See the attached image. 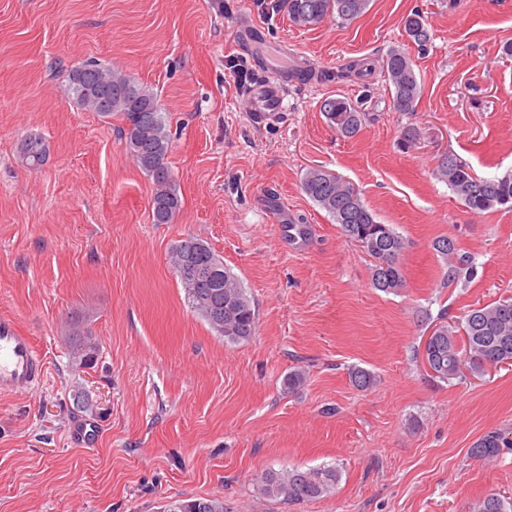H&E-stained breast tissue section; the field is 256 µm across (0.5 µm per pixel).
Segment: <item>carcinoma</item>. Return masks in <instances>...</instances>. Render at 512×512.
I'll return each mask as SVG.
<instances>
[{
  "label": "carcinoma",
  "mask_w": 512,
  "mask_h": 512,
  "mask_svg": "<svg viewBox=\"0 0 512 512\" xmlns=\"http://www.w3.org/2000/svg\"><path fill=\"white\" fill-rule=\"evenodd\" d=\"M369 0H283L291 21L300 26L317 24L336 16L352 21L362 15ZM409 42L418 47L430 41L423 16L411 11L403 19ZM387 84L393 89L392 108L396 112L415 111L421 97L413 62L402 49H391L382 58ZM71 90L77 105L105 117L117 114L125 121L123 137L127 153L135 165L152 180V222L170 224L182 208L176 181L167 165L172 134L156 97L123 71L89 62L70 74ZM320 109L330 124L346 138L362 129L365 114L352 101L329 97ZM23 162L38 169L47 156L46 144L39 136L23 140ZM436 175L474 213L512 204V174L481 177L469 165L448 154L438 160ZM303 192L325 210L339 225L348 240L366 243L369 255L378 262L372 285L384 293H396L406 285L400 256L406 248L404 238L391 224L380 223L356 188L342 177L320 168H309L302 179ZM434 249L448 259L447 280L453 282L475 274L470 255L459 250L453 240L442 237ZM175 276L185 292L188 305L210 328L232 343L248 341L255 335L257 315L252 300L238 277L204 241L188 237L175 246L171 255ZM461 326L469 334L465 350L456 344L457 326L446 323L433 332L429 346L432 376L443 381L460 377L461 367L474 372L512 363V297L498 299L468 309ZM352 385L362 391L378 385L377 376L362 367L349 371ZM512 449V434L493 430L479 437L470 454L481 460H494L504 449ZM340 471L335 466L270 470L258 481L260 497L303 503L328 495L336 488ZM163 512H230L222 497L179 499L169 502ZM471 512H512V501L496 493L477 500Z\"/></svg>",
  "instance_id": "1"
}]
</instances>
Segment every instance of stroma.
Instances as JSON below:
<instances>
[{"label":"stroma","mask_w":512,"mask_h":512,"mask_svg":"<svg viewBox=\"0 0 512 512\" xmlns=\"http://www.w3.org/2000/svg\"><path fill=\"white\" fill-rule=\"evenodd\" d=\"M423 15L426 47L402 19ZM263 24L320 79L256 125L225 67L238 29ZM512 0H370L351 22L294 25L255 0H0V315L46 361L39 389L0 395V512H162L222 497L232 512H470L512 497V450H469L512 430V365L445 382L422 360L435 324L512 297V210L471 212L436 176L457 155L477 175L512 173ZM409 53L416 110L393 111L381 60ZM122 69L159 100L183 207L151 220L152 184L126 152L119 116L76 106L71 70ZM343 96L365 123L341 136L320 103ZM417 128L414 149L398 142ZM49 153L30 169L21 139ZM349 180L403 236L407 284L371 286V259L301 189L308 167ZM204 240L239 277L257 331L232 343L188 306L170 265ZM449 237L478 275L448 283L432 244ZM97 355L80 364L77 341ZM378 375L357 390L351 366ZM301 368L304 386L283 379ZM94 429L90 443L77 431ZM336 466L333 492L262 499L267 470ZM504 448L512 449L511 432L493 430L474 442L470 448V454L481 460L491 461L503 454Z\"/></svg>","instance_id":"35a3bbf8"}]
</instances>
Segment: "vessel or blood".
Returning a JSON list of instances; mask_svg holds the SVG:
<instances>
[{
  "mask_svg": "<svg viewBox=\"0 0 512 512\" xmlns=\"http://www.w3.org/2000/svg\"><path fill=\"white\" fill-rule=\"evenodd\" d=\"M263 67L274 70L271 80L257 84L251 91L250 110L257 123L275 121L283 110L289 87L306 84L309 75L306 66L287 62L286 58L270 60L266 48L268 32L256 24L241 30L238 38ZM45 361L33 337L11 315L0 316V394H28L44 380Z\"/></svg>",
  "mask_w": 512,
  "mask_h": 512,
  "instance_id": "1",
  "label": "vessel or blood"
}]
</instances>
